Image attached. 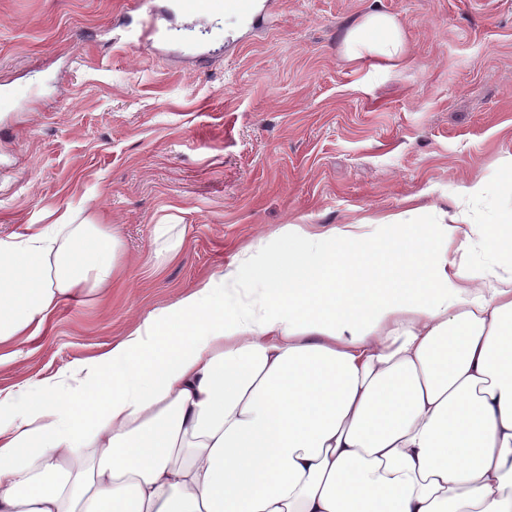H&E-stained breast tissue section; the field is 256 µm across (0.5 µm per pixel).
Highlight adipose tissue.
Wrapping results in <instances>:
<instances>
[{"mask_svg":"<svg viewBox=\"0 0 512 512\" xmlns=\"http://www.w3.org/2000/svg\"><path fill=\"white\" fill-rule=\"evenodd\" d=\"M359 60L408 57L375 12ZM287 225L105 353L0 400V512H512V208ZM496 259L476 267L475 245ZM111 225L0 237V346L122 281ZM94 396L83 417L76 402Z\"/></svg>","mask_w":512,"mask_h":512,"instance_id":"1","label":"adipose tissue"}]
</instances>
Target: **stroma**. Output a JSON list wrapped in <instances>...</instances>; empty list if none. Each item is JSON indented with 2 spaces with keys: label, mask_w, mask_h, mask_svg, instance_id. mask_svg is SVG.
Here are the masks:
<instances>
[{
  "label": "stroma",
  "mask_w": 512,
  "mask_h": 512,
  "mask_svg": "<svg viewBox=\"0 0 512 512\" xmlns=\"http://www.w3.org/2000/svg\"><path fill=\"white\" fill-rule=\"evenodd\" d=\"M135 0H0V235L72 210L129 259L103 300L67 299L0 358V392L97 356L289 224L321 231L452 210L512 153V0H267L171 21L167 44L112 42ZM407 31L406 62L349 61L366 14ZM185 236L159 273L153 227Z\"/></svg>",
  "instance_id": "1"
}]
</instances>
